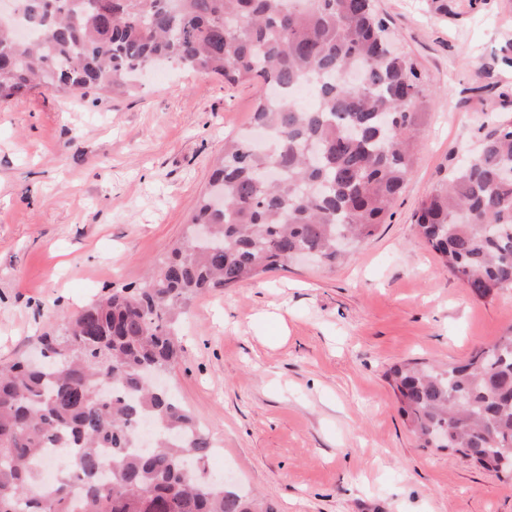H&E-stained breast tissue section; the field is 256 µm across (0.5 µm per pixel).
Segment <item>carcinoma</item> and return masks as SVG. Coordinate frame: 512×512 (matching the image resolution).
<instances>
[{
    "mask_svg": "<svg viewBox=\"0 0 512 512\" xmlns=\"http://www.w3.org/2000/svg\"><path fill=\"white\" fill-rule=\"evenodd\" d=\"M20 39L0 25V102L52 87L124 94L157 61L260 80L253 129L224 141L187 236L138 286L86 305L41 338L42 360L0 364V512H268L209 478L214 447L196 416L146 380L168 370L176 323L197 295L285 267L295 253L332 267L386 223L410 176L429 95L391 49L373 0H17ZM347 69L360 83L342 80ZM312 83L310 110L291 91ZM224 197L217 209L211 199ZM442 266L478 297L512 288V123L463 154L415 212ZM391 385L423 448L512 472V329L453 366H394ZM160 426L156 449L137 429ZM68 438L66 472L43 484V449Z\"/></svg>",
    "mask_w": 512,
    "mask_h": 512,
    "instance_id": "1",
    "label": "carcinoma"
}]
</instances>
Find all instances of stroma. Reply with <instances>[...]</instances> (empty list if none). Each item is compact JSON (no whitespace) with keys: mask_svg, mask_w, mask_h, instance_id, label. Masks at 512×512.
Here are the masks:
<instances>
[{"mask_svg":"<svg viewBox=\"0 0 512 512\" xmlns=\"http://www.w3.org/2000/svg\"><path fill=\"white\" fill-rule=\"evenodd\" d=\"M374 4L430 94L390 218L336 269L295 262L192 300L167 381L224 454L209 477L274 512H512V478L418 447L387 378L512 328V288L471 293L413 218L462 148L512 121V0ZM259 91L169 66L131 96L0 104V363L160 265Z\"/></svg>","mask_w":512,"mask_h":512,"instance_id":"stroma-1","label":"stroma"}]
</instances>
